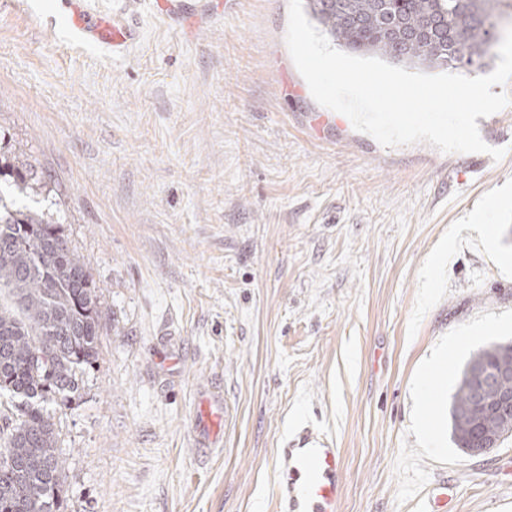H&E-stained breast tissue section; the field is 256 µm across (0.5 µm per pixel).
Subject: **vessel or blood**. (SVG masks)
I'll use <instances>...</instances> for the list:
<instances>
[{"label": "vessel or blood", "instance_id": "obj_1", "mask_svg": "<svg viewBox=\"0 0 512 512\" xmlns=\"http://www.w3.org/2000/svg\"><path fill=\"white\" fill-rule=\"evenodd\" d=\"M68 18L74 28L113 48L127 47L135 30L120 17L105 21L92 12L86 0H70ZM226 410L220 394L204 399L194 419L196 444L208 454L222 437L220 427ZM341 456L333 439L309 429L302 430L285 447L275 451L277 512H338L341 498Z\"/></svg>", "mask_w": 512, "mask_h": 512}]
</instances>
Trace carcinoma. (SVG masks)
<instances>
[{
    "label": "carcinoma",
    "instance_id": "cac0c4a2",
    "mask_svg": "<svg viewBox=\"0 0 512 512\" xmlns=\"http://www.w3.org/2000/svg\"><path fill=\"white\" fill-rule=\"evenodd\" d=\"M498 0H306L308 14L346 49L428 68L485 66L496 42ZM433 26L430 35L413 33ZM45 183L0 136V392L23 403L0 411V512H60L65 460L42 403L77 393L96 359V284L48 213L22 203ZM42 359L35 358L36 353ZM512 367V342L474 352L450 404L451 435L465 451L476 418L473 392L489 367ZM512 436V412L482 417Z\"/></svg>",
    "mask_w": 512,
    "mask_h": 512
}]
</instances>
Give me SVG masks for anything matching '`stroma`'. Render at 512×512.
I'll use <instances>...</instances> for the list:
<instances>
[{
	"mask_svg": "<svg viewBox=\"0 0 512 512\" xmlns=\"http://www.w3.org/2000/svg\"><path fill=\"white\" fill-rule=\"evenodd\" d=\"M97 7L139 42L89 50L65 0L0 13V133L98 287V355L49 408L63 512H273L305 420L340 450L338 512H512V437L469 457L449 421L471 355L512 340V105L477 120L501 160L386 148L313 100L289 0H201L190 35L155 0ZM199 413L194 419V433L199 451L205 454L212 453L221 442L220 427L222 417L224 422L227 414L224 408V398L219 393H212L201 401Z\"/></svg>",
	"mask_w": 512,
	"mask_h": 512,
	"instance_id": "obj_1",
	"label": "stroma"
}]
</instances>
